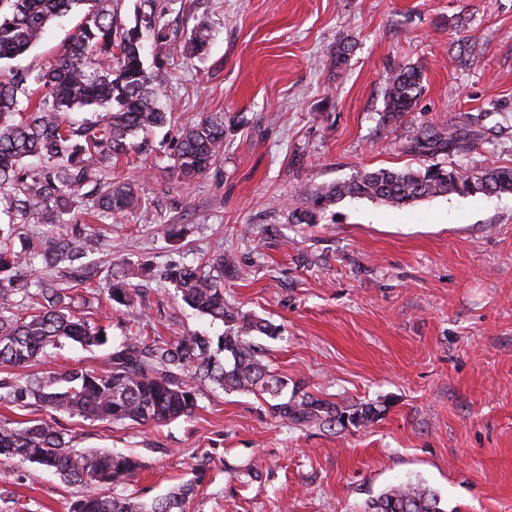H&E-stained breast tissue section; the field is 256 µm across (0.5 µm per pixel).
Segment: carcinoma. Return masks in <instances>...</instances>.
Wrapping results in <instances>:
<instances>
[{
	"label": "carcinoma",
	"mask_w": 512,
	"mask_h": 512,
	"mask_svg": "<svg viewBox=\"0 0 512 512\" xmlns=\"http://www.w3.org/2000/svg\"><path fill=\"white\" fill-rule=\"evenodd\" d=\"M124 0H0V60L31 50L47 29L77 15L75 33L60 45L54 59L37 72L0 71V214L9 231H0V400L45 416L0 421V460L34 464L81 486L69 512H185L187 501L207 477L203 467L192 480L163 497L141 501L122 494L143 468L137 456L106 450L78 449L57 415L119 423L160 426L192 413L197 387L213 385L228 392L269 396L275 417L295 426H367L379 415L365 404L344 408L293 389L282 398L287 380L271 370L256 336L274 338L272 321L241 312L224 297V274L236 268L233 255L217 251L197 265L168 264L160 278L174 285L189 308L218 321L224 331L206 336L183 330L176 336L150 335V316L126 326L101 367H69L21 378L12 373L51 354L71 340L85 346L109 342L108 327L98 322L94 303L82 297L91 276L83 263L91 250L90 225L63 219L86 198L82 214L98 224L144 210L146 198L134 176L117 180L118 161L134 151L145 154V133L171 124L159 100L162 70L175 59L203 54L209 43L199 21L183 42L168 40L159 27L164 0H141L135 24L121 22ZM155 46L154 66L143 61V41ZM421 71L405 67L387 77L385 120L404 117L422 90ZM92 112L78 119L74 114ZM487 113L464 114L450 128L416 127L402 150L433 157L481 141ZM224 151V113L202 112L178 129L169 158L180 183L188 186L207 174ZM512 194V168L471 173L439 163L425 167L364 170L347 181L307 185L292 211L298 224H314L327 207L346 198L371 199L403 208L420 200ZM43 226L38 245L21 229ZM67 264L63 277L38 276L33 287L18 285L17 271L37 264ZM104 299L113 310L145 302L146 290L130 282L121 269L111 273ZM366 512H444L441 500L419 482L390 487Z\"/></svg>",
	"instance_id": "carcinoma-1"
}]
</instances>
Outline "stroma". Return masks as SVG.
I'll use <instances>...</instances> for the list:
<instances>
[{"label":"stroma","instance_id":"stroma-1","mask_svg":"<svg viewBox=\"0 0 512 512\" xmlns=\"http://www.w3.org/2000/svg\"><path fill=\"white\" fill-rule=\"evenodd\" d=\"M205 21V55L164 84L172 124L154 151L120 166L140 177L147 213L97 224L88 257L98 289L107 270L191 263L215 249L239 277L224 295L281 328L259 337L272 369L346 407L369 403L363 428L299 427L265 396L200 387L193 413L154 428L59 416L83 449L134 454L146 468L125 487L149 499L208 473L186 512H364L404 481L437 492L445 512H512V194H448L404 208L370 199L331 205L295 224L296 194L364 169L424 166L401 145L417 126L452 125L497 103L475 147L438 156L470 172L512 167V0H171L170 37ZM76 18L53 24L14 60L51 61ZM347 46L337 61L339 46ZM422 72L403 118L386 122L388 75ZM203 112L224 115V152L184 186L168 143ZM182 224V244L159 227ZM148 313L163 335L221 324L153 284ZM107 347L65 341L36 373L98 365ZM0 512H67L72 490L35 465L0 464Z\"/></svg>","mask_w":512,"mask_h":512}]
</instances>
